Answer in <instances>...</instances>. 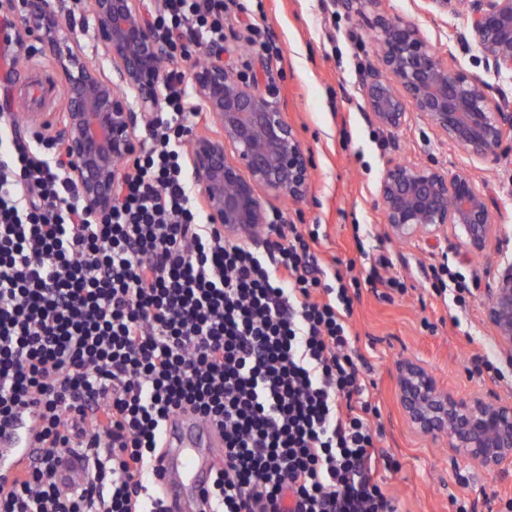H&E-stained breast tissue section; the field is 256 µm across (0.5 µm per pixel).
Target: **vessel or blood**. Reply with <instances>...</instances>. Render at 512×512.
Instances as JSON below:
<instances>
[{"label":"vessel or blood","mask_w":512,"mask_h":512,"mask_svg":"<svg viewBox=\"0 0 512 512\" xmlns=\"http://www.w3.org/2000/svg\"><path fill=\"white\" fill-rule=\"evenodd\" d=\"M163 449L152 481L168 512H198L209 490L213 469L224 460V440L218 429L194 414L170 419L162 433ZM38 445L31 415H24L20 432L0 439V466L10 470L30 467ZM89 461L80 454L62 457L56 479L60 486L75 489L85 484Z\"/></svg>","instance_id":"obj_1"}]
</instances>
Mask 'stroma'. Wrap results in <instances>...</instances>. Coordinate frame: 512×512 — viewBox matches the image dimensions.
I'll list each match as a JSON object with an SVG mask.
<instances>
[{"label":"stroma","mask_w":512,"mask_h":512,"mask_svg":"<svg viewBox=\"0 0 512 512\" xmlns=\"http://www.w3.org/2000/svg\"><path fill=\"white\" fill-rule=\"evenodd\" d=\"M53 4L80 39L88 61L111 72L81 5L75 0ZM383 8L418 25L441 54H452L456 67L512 92V77L487 73L476 48L460 43L464 17L431 14L424 0H385ZM256 27L271 43L268 53L237 50L239 38L251 37ZM224 32L225 62L235 70L249 75L260 57L271 60L272 68L263 74L260 86L273 93L312 164L306 198L266 196L269 215L280 216L286 224L321 225L320 256L336 268L346 269L364 252L386 256L389 265L380 269V276L400 277L408 288L406 296L390 300L384 286H363L353 316L355 347L383 425L379 447L400 465L399 471L388 473L387 481L401 512H450L455 497L475 501L477 512H496L500 500L512 498V469L494 475L451 463L446 449L411 430L398 404L396 384L399 364L418 359L457 396L489 390L512 398V364L483 317V289L503 254H512V149L499 151L495 161H485L441 139L419 115L409 114L395 137L400 144L396 154L411 162H435L451 174H471L492 200L496 233L504 245L490 248L484 258L468 259L442 245L396 242L386 235L377 193L385 163L394 153L387 134L365 115L362 82L373 58V43L362 19L346 14L333 0H224ZM13 55L0 40V132L7 135L14 128L4 120V112L63 109L59 92L44 100L20 97L19 85L40 79L37 66L44 58L32 56L17 65ZM446 260L476 280L466 310L447 306L427 289L431 266ZM486 354L504 370V380L466 372L469 357Z\"/></svg>","instance_id":"1"}]
</instances>
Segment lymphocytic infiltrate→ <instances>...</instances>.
Wrapping results in <instances>:
<instances>
[{
	"label": "lymphocytic infiltrate",
	"mask_w": 512,
	"mask_h": 512,
	"mask_svg": "<svg viewBox=\"0 0 512 512\" xmlns=\"http://www.w3.org/2000/svg\"><path fill=\"white\" fill-rule=\"evenodd\" d=\"M154 26L182 59L224 45V0H165ZM124 163L111 212L88 214L70 158L40 132L0 145V435L36 414L34 466L0 473V512H165L151 466L179 410L218 426L204 512H399L378 407L350 319L366 280L332 270L318 227L225 239L183 160L202 111L174 68ZM89 456L75 491L55 472Z\"/></svg>",
	"instance_id": "f902f5d3"
}]
</instances>
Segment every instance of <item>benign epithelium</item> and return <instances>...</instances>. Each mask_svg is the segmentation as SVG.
<instances>
[{"instance_id": "obj_1", "label": "benign epithelium", "mask_w": 512, "mask_h": 512, "mask_svg": "<svg viewBox=\"0 0 512 512\" xmlns=\"http://www.w3.org/2000/svg\"><path fill=\"white\" fill-rule=\"evenodd\" d=\"M357 15L374 11L377 64L366 76L372 124L398 130L411 108L438 136L460 150L490 159L512 148V99L480 76L452 67L413 23L380 11L381 0H339ZM439 15L461 14L460 40L473 43L485 69L512 75V0H425ZM95 34L112 65L107 76L91 66L79 41L63 38L64 16L46 0H0L18 16L29 48L51 58L67 89L54 137L72 164L69 177L89 212L109 213L119 160L139 153L137 130L162 111V63L167 36L150 26L141 0H87ZM225 52L192 74L196 94L217 134H199L189 148L195 184L209 222L230 240L246 239L268 223L261 192L301 199L310 159L297 130L259 86L260 71L243 78L224 63ZM231 145L233 153L226 151ZM387 233L399 240L444 242L465 255L484 253L494 236L486 193L466 172L437 164L392 160L378 186ZM483 315L501 351L512 355V262L484 288ZM398 396L413 431L448 445V458L490 474L512 462V402L495 395L459 398L421 362L399 365Z\"/></svg>"}]
</instances>
